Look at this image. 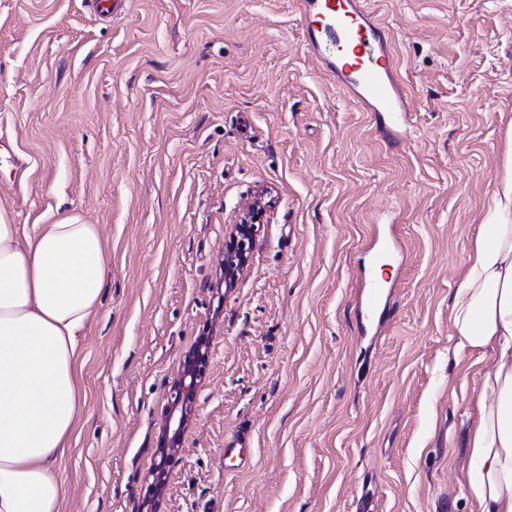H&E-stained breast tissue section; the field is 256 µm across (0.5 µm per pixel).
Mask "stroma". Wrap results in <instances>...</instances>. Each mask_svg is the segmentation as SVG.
Returning a JSON list of instances; mask_svg holds the SVG:
<instances>
[{
    "label": "stroma",
    "instance_id": "obj_1",
    "mask_svg": "<svg viewBox=\"0 0 512 512\" xmlns=\"http://www.w3.org/2000/svg\"><path fill=\"white\" fill-rule=\"evenodd\" d=\"M409 96L405 143L323 77L293 0H0V206L98 225L63 512H471L491 357L451 301L512 129V0H366ZM246 267L224 245L256 194ZM386 306L361 331L375 233ZM209 362L156 498L170 389ZM252 438L242 468L224 459ZM250 438L246 431L237 434L234 439L225 444L224 459L235 461L234 467L245 466L250 460Z\"/></svg>",
    "mask_w": 512,
    "mask_h": 512
}]
</instances>
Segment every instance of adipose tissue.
<instances>
[{
    "label": "adipose tissue",
    "mask_w": 512,
    "mask_h": 512,
    "mask_svg": "<svg viewBox=\"0 0 512 512\" xmlns=\"http://www.w3.org/2000/svg\"><path fill=\"white\" fill-rule=\"evenodd\" d=\"M110 262L77 217L20 237L0 208V512H61L60 461L81 410L77 334L97 313ZM457 350L491 353L469 439L476 512H512V146L451 303Z\"/></svg>",
    "instance_id": "adipose-tissue-1"
}]
</instances>
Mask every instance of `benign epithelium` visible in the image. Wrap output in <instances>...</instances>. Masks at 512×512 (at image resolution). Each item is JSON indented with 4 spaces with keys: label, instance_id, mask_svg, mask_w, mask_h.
Returning <instances> with one entry per match:
<instances>
[{
    "label": "benign epithelium",
    "instance_id": "obj_1",
    "mask_svg": "<svg viewBox=\"0 0 512 512\" xmlns=\"http://www.w3.org/2000/svg\"><path fill=\"white\" fill-rule=\"evenodd\" d=\"M265 202L257 197L250 209L249 217L236 225L229 243L224 248V275L232 279L246 264L253 247L255 223L262 213ZM208 363V343L201 339L184 359L180 377L171 387V405L166 417L160 460L153 471V482L148 494L157 495L165 481L166 468L172 461L174 445L184 431L189 413V405L194 401L197 387L203 377Z\"/></svg>",
    "mask_w": 512,
    "mask_h": 512
}]
</instances>
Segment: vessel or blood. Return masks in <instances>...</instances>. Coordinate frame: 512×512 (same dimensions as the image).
I'll return each instance as SVG.
<instances>
[{"mask_svg": "<svg viewBox=\"0 0 512 512\" xmlns=\"http://www.w3.org/2000/svg\"><path fill=\"white\" fill-rule=\"evenodd\" d=\"M303 42L316 54L322 73L345 89L393 144L404 140L408 96L397 73L389 30L364 0H294ZM250 438L239 433L226 443L225 458L237 466L250 460Z\"/></svg>", "mask_w": 512, "mask_h": 512, "instance_id": "b4317fda", "label": "vessel or blood"}]
</instances>
